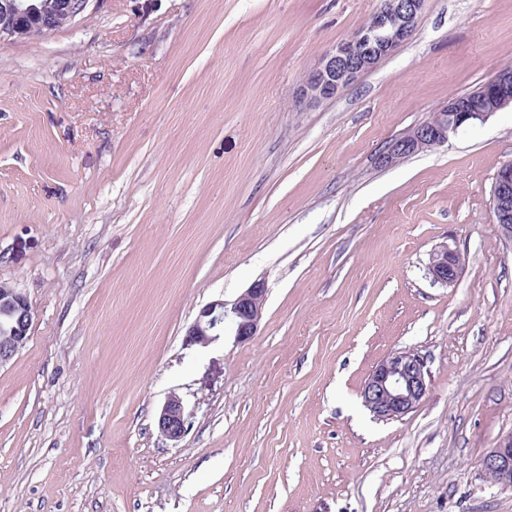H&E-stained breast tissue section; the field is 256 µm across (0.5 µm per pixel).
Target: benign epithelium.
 Wrapping results in <instances>:
<instances>
[{
  "label": "benign epithelium",
  "instance_id": "7a95c632",
  "mask_svg": "<svg viewBox=\"0 0 512 512\" xmlns=\"http://www.w3.org/2000/svg\"><path fill=\"white\" fill-rule=\"evenodd\" d=\"M92 0H0V40H23L32 27L54 29L72 23ZM426 7V0H380L367 26L359 28L349 40L326 51L318 66L305 75L296 102L314 107L336 98L363 73L391 54L414 33ZM495 94L489 110L469 107L452 100L428 121L395 139L380 161L391 165L413 154L448 142L449 136L466 124L487 121L492 114L512 106V68L500 70L477 90ZM491 208L496 223L512 234V163L497 172L491 188ZM462 262L446 245L436 247L429 256L427 274L435 284L455 282ZM266 286L253 283L233 301H215L205 306L187 331V341L208 345L229 329L238 342L255 336L262 318ZM0 315L8 336L0 341V368L7 365L24 347L33 321L27 296L18 289L0 284ZM428 371L422 356L410 350L384 359L369 374L361 389L364 407L381 421L399 419L410 413L426 395ZM159 433L178 442L187 430L183 400L169 395L157 417ZM480 468L495 485L512 490V435L503 439L480 461Z\"/></svg>",
  "mask_w": 512,
  "mask_h": 512
}]
</instances>
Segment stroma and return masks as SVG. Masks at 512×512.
<instances>
[{"instance_id": "35a3bbf8", "label": "stroma", "mask_w": 512, "mask_h": 512, "mask_svg": "<svg viewBox=\"0 0 512 512\" xmlns=\"http://www.w3.org/2000/svg\"><path fill=\"white\" fill-rule=\"evenodd\" d=\"M379 0H97L0 41V283L33 310L0 368V512H512V238L490 205L512 108L382 165L512 66V0H427L412 38L296 111ZM463 259L433 283L430 252ZM255 336L189 344L255 281ZM420 354L422 401L361 388ZM189 415L156 425L169 394ZM428 371L422 356L399 351L379 363L361 389L364 407L381 421L410 413L426 395ZM159 433L166 439L177 442L187 430V414L183 400L176 394L169 395L157 417ZM484 474L502 489L512 490V435L492 448L479 464Z\"/></svg>"}]
</instances>
